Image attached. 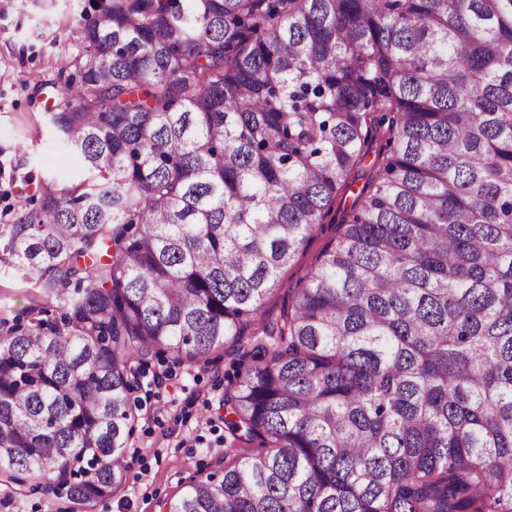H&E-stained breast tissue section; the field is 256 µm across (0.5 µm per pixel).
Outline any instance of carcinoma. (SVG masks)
<instances>
[{
	"label": "carcinoma",
	"mask_w": 512,
	"mask_h": 512,
	"mask_svg": "<svg viewBox=\"0 0 512 512\" xmlns=\"http://www.w3.org/2000/svg\"><path fill=\"white\" fill-rule=\"evenodd\" d=\"M76 42L45 114L91 179L0 224L56 308L0 323L3 482L113 496L132 363L222 348L259 447L167 512H512V0H89ZM379 143H373L369 146V151L364 161V168L360 172L354 186L350 191L346 192L341 199L338 197L331 208L330 214L322 221L321 228L308 241L306 246L296 256L294 262L286 268L282 273V281L284 287L274 292L265 301L264 309L273 315H278L281 309L288 305V288H292L296 283L301 281L307 270L313 265L321 251L329 244L336 242L337 232L336 226L340 224L343 214L349 210L357 194L361 191L363 185L367 182V177L372 168L380 160L378 159Z\"/></svg>",
	"instance_id": "1"
}]
</instances>
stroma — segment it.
<instances>
[{
  "label": "stroma",
  "instance_id": "35a3bbf8",
  "mask_svg": "<svg viewBox=\"0 0 512 512\" xmlns=\"http://www.w3.org/2000/svg\"><path fill=\"white\" fill-rule=\"evenodd\" d=\"M87 0H0V224L14 221L22 194L44 187L75 188L82 169L77 156L57 143L42 107L44 97L63 86V59L73 58L76 28ZM378 162L370 145L364 174L337 199L320 229L282 273L284 287L264 304L279 314L288 290L301 281L321 251L337 238L336 226ZM51 300L33 282L0 272V320L13 322L50 307ZM239 367L223 350L190 360L161 349L134 367L129 402L135 427L125 452L123 485L91 512H159L160 500L178 493L191 477L213 472L229 447L246 453L251 444H229L223 414L207 406L224 398L228 377ZM65 499L32 491L28 485L0 484V512H69Z\"/></svg>",
  "mask_w": 512,
  "mask_h": 512
}]
</instances>
